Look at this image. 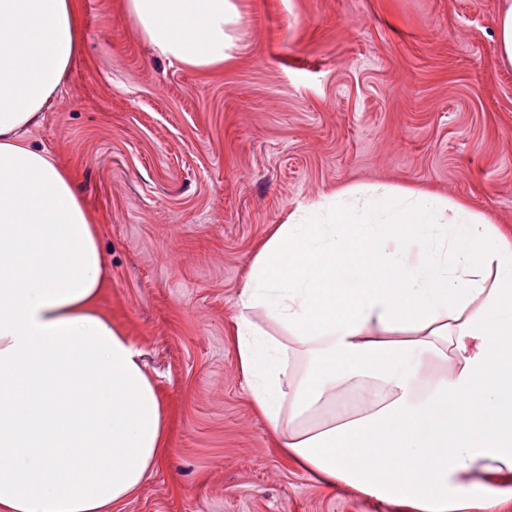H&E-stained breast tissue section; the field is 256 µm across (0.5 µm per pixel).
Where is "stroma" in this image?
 I'll return each instance as SVG.
<instances>
[{
	"mask_svg": "<svg viewBox=\"0 0 512 512\" xmlns=\"http://www.w3.org/2000/svg\"><path fill=\"white\" fill-rule=\"evenodd\" d=\"M82 35L28 135L76 178L141 351L167 448L112 512H404L288 458L234 336L261 244L349 187L425 191L512 233V69L498 0H236L231 58L162 57L122 0H75ZM495 16V32L498 58L501 65L512 67V1L498 0Z\"/></svg>",
	"mask_w": 512,
	"mask_h": 512,
	"instance_id": "35a3bbf8",
	"label": "stroma"
}]
</instances>
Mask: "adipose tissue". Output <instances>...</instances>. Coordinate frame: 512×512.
<instances>
[{"mask_svg": "<svg viewBox=\"0 0 512 512\" xmlns=\"http://www.w3.org/2000/svg\"><path fill=\"white\" fill-rule=\"evenodd\" d=\"M124 7L163 56L229 58L234 0ZM78 47L73 0H0V512H111L165 448L141 352L98 305L92 219L25 138ZM316 211L278 225L239 296L252 403L324 484L460 512L468 480L512 475V235L430 193L353 188Z\"/></svg>", "mask_w": 512, "mask_h": 512, "instance_id": "1", "label": "adipose tissue"}]
</instances>
